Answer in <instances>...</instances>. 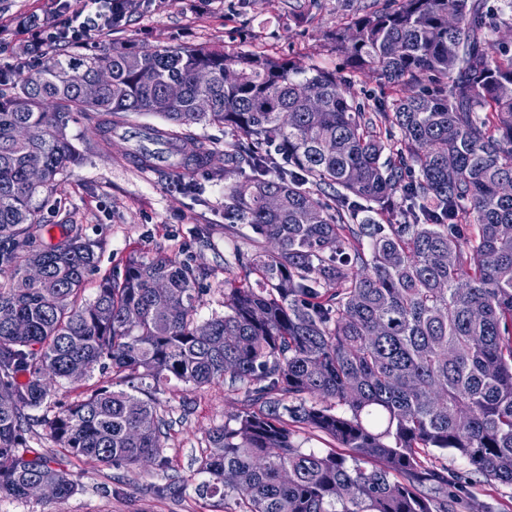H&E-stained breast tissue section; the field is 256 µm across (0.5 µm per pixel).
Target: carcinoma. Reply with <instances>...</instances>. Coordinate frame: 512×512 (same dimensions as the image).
<instances>
[{
	"label": "carcinoma",
	"mask_w": 512,
	"mask_h": 512,
	"mask_svg": "<svg viewBox=\"0 0 512 512\" xmlns=\"http://www.w3.org/2000/svg\"><path fill=\"white\" fill-rule=\"evenodd\" d=\"M496 12L512 0H373L331 37L345 75L133 41L1 71L0 499L35 481L74 494L59 456L167 469L156 393L173 379L244 393L199 459L200 495L241 512H457L447 453L512 486V51L491 40L509 26ZM374 75L391 95L367 112L347 91ZM72 112L104 136L156 116L137 162L224 180V221L254 246L224 313L197 321L209 271L190 259L131 256L88 298L100 242L78 224L43 242L39 209L82 159ZM198 126L235 137L224 169ZM76 370L106 378L48 414ZM35 425L54 452L28 447ZM302 429L335 447L303 448Z\"/></svg>",
	"instance_id": "1"
}]
</instances>
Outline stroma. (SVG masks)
Wrapping results in <instances>:
<instances>
[{"label":"stroma","instance_id":"1","mask_svg":"<svg viewBox=\"0 0 512 512\" xmlns=\"http://www.w3.org/2000/svg\"><path fill=\"white\" fill-rule=\"evenodd\" d=\"M371 0H130L122 26L92 32L89 45L102 49L115 43L187 47L221 45L242 52L262 51L298 61L305 67L342 69L344 61L330 48L328 34L342 26ZM58 0H0V23L8 24L0 69L28 72L38 57L27 47L28 34L18 21L36 14L47 24L57 18ZM88 122L75 114L71 134L80 135V165L64 178L60 210L45 208L50 230L46 241L60 237L64 224L81 225L84 234L102 242L96 270L86 283L94 293L102 273L121 269L131 254L152 258H191L209 268L213 283L224 278V261L243 248V230H226L224 183L199 172L198 191L180 190L165 166L137 168L128 159L132 148L123 132L104 143L87 135ZM211 225L213 235L202 243L193 231ZM160 411L172 426L163 450L170 467H103L85 460L67 464L78 485L68 498L0 499V512H225L219 499L197 492L204 476L198 459L209 432L243 408L244 395L223 383L201 390L173 381L158 392ZM448 477L459 497L458 512H512V487L471 484L465 460L447 456ZM176 484L175 497H160L153 489Z\"/></svg>","mask_w":512,"mask_h":512}]
</instances>
